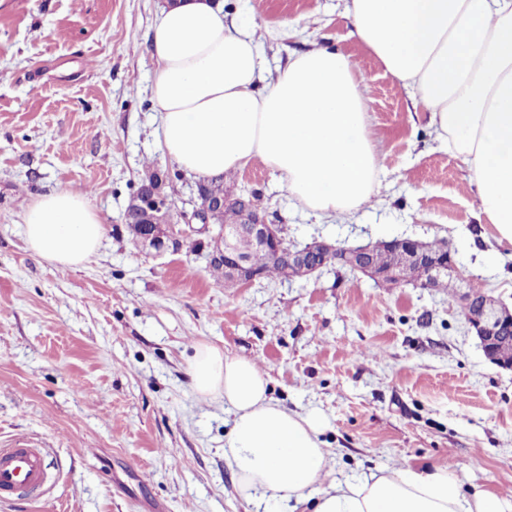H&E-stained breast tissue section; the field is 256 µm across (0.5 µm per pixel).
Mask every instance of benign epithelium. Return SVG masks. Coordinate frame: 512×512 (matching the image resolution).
<instances>
[{
    "label": "benign epithelium",
    "mask_w": 512,
    "mask_h": 512,
    "mask_svg": "<svg viewBox=\"0 0 512 512\" xmlns=\"http://www.w3.org/2000/svg\"><path fill=\"white\" fill-rule=\"evenodd\" d=\"M168 177V173L159 171L152 179L139 184L126 209V213L137 215L138 247L144 251L162 253L181 249L194 232L192 221L195 220L201 224L202 231L212 233L210 261L223 263L228 277L240 286L257 280L256 269L235 248V241L240 237H247L256 247L282 258L291 279L308 277L337 262L373 280L396 277L393 272L374 264L375 243L350 249L324 242H313L301 249L286 247L282 226L269 221L267 214L259 210L247 224H220L213 232L210 215L224 209V198L204 192L205 181H200L197 185L200 203L188 218L184 213L178 214L173 201L164 192ZM387 244L398 254L401 265L425 267L432 281L448 277L455 282L456 288L462 291V314L479 339L485 356L493 364L511 370L512 360L500 357L499 350L512 344V308L471 288L469 278L457 263L455 250L446 245L435 252L425 243L407 238H394Z\"/></svg>",
    "instance_id": "7a95c632"
}]
</instances>
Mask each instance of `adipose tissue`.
Listing matches in <instances>:
<instances>
[{
	"instance_id": "adipose-tissue-1",
	"label": "adipose tissue",
	"mask_w": 512,
	"mask_h": 512,
	"mask_svg": "<svg viewBox=\"0 0 512 512\" xmlns=\"http://www.w3.org/2000/svg\"><path fill=\"white\" fill-rule=\"evenodd\" d=\"M344 17L428 112L496 242L512 245V0H345ZM150 52L159 148L188 174L262 161L319 220L352 218L375 196L371 83L343 52L307 51L265 80L255 28L228 22L214 0L163 9ZM24 224L29 249L61 270L86 263L105 231L86 194L67 189L34 198ZM190 375L200 398L224 403V462L255 512H512L495 493L466 495L444 464L333 478L322 416L273 398L254 361L200 343Z\"/></svg>"
}]
</instances>
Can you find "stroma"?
<instances>
[{"label":"stroma","instance_id":"stroma-1","mask_svg":"<svg viewBox=\"0 0 512 512\" xmlns=\"http://www.w3.org/2000/svg\"><path fill=\"white\" fill-rule=\"evenodd\" d=\"M223 3L259 27L270 66L348 54L372 78L383 147L378 192L351 222L317 221L258 160L227 183L256 193L293 247L448 242L471 284L512 306V248L495 242L428 113L349 37L343 0ZM163 4L0 0V448L45 449L48 467L0 512H246L224 464V404L200 400L189 374L201 342L256 362L289 408L321 414L337 477L451 463L465 493L512 501V371L486 359L447 291L334 264L228 288L208 235L176 253L133 245L124 212L146 165L169 172L178 210L196 198L195 177L157 149L149 42ZM56 189L86 193L106 226L75 270L24 240L29 203Z\"/></svg>","mask_w":512,"mask_h":512}]
</instances>
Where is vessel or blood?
I'll return each instance as SVG.
<instances>
[{"instance_id": "b4317fda", "label": "vessel or blood", "mask_w": 512, "mask_h": 512, "mask_svg": "<svg viewBox=\"0 0 512 512\" xmlns=\"http://www.w3.org/2000/svg\"><path fill=\"white\" fill-rule=\"evenodd\" d=\"M46 478V459L41 449L23 443L0 448V499L42 485Z\"/></svg>"}]
</instances>
